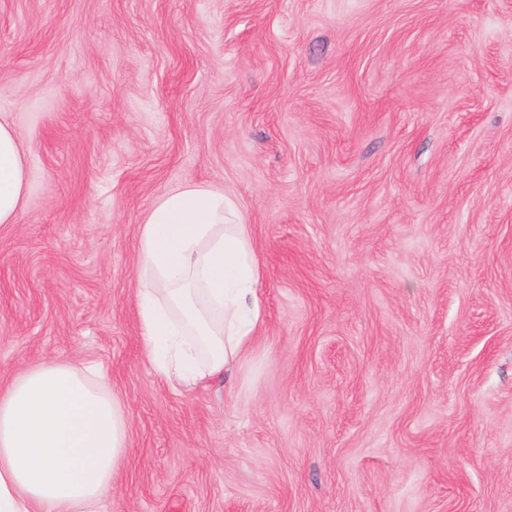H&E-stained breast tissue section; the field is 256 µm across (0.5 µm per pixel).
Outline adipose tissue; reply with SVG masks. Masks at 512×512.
<instances>
[{
  "label": "adipose tissue",
  "mask_w": 512,
  "mask_h": 512,
  "mask_svg": "<svg viewBox=\"0 0 512 512\" xmlns=\"http://www.w3.org/2000/svg\"><path fill=\"white\" fill-rule=\"evenodd\" d=\"M26 157L0 123V224L18 223ZM143 351L166 379L222 375L263 322V271L236 201L189 183L159 198L138 234ZM127 425L99 367L50 361L0 392V512H103L126 463Z\"/></svg>",
  "instance_id": "adipose-tissue-1"
}]
</instances>
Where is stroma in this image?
Listing matches in <instances>:
<instances>
[{
	"label": "stroma",
	"instance_id": "1",
	"mask_svg": "<svg viewBox=\"0 0 512 512\" xmlns=\"http://www.w3.org/2000/svg\"><path fill=\"white\" fill-rule=\"evenodd\" d=\"M0 389L101 365L106 512H512V0H0ZM235 199L261 333L185 386L140 341L138 228ZM28 190L26 157L13 130L0 123V224L19 223Z\"/></svg>",
	"mask_w": 512,
	"mask_h": 512
}]
</instances>
